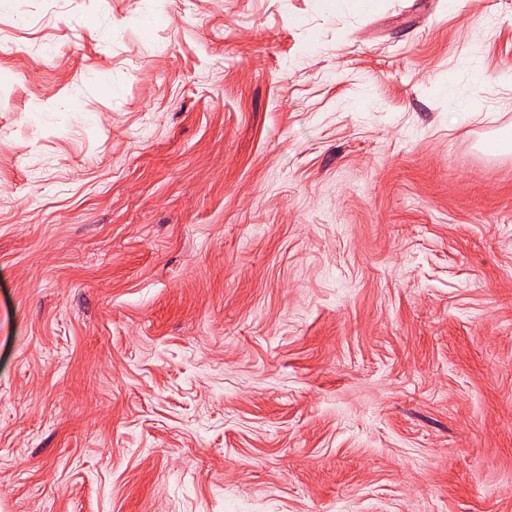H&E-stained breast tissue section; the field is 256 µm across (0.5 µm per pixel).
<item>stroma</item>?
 <instances>
[{"mask_svg":"<svg viewBox=\"0 0 512 512\" xmlns=\"http://www.w3.org/2000/svg\"><path fill=\"white\" fill-rule=\"evenodd\" d=\"M509 70L512 0H10L0 512H512Z\"/></svg>","mask_w":512,"mask_h":512,"instance_id":"35a3bbf8","label":"stroma"}]
</instances>
